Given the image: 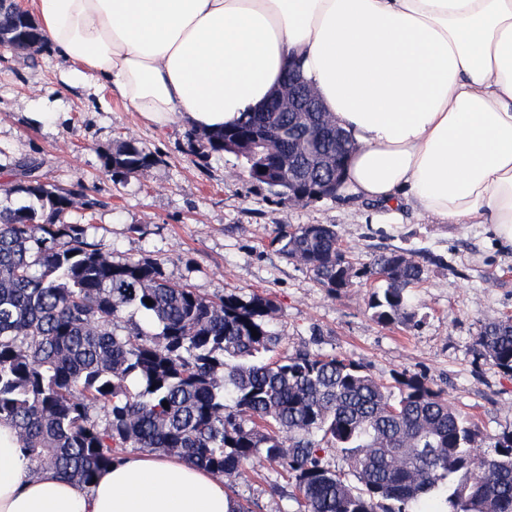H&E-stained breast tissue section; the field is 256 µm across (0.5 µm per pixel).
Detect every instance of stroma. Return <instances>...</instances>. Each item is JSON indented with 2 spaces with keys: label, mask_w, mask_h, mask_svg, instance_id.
I'll use <instances>...</instances> for the list:
<instances>
[{
  "label": "stroma",
  "mask_w": 512,
  "mask_h": 512,
  "mask_svg": "<svg viewBox=\"0 0 512 512\" xmlns=\"http://www.w3.org/2000/svg\"><path fill=\"white\" fill-rule=\"evenodd\" d=\"M64 67L47 46L0 48V202L11 200L15 161L37 160L46 184L73 191L70 222L88 225L108 260L159 264L166 280L208 298L268 297L278 355H342L388 385L416 374L447 390L484 436L512 430V374L475 346L481 326L512 317V243L492 225L439 224L410 203L391 209L343 191L308 206L281 202L234 155L191 152L187 125L154 127L116 96L64 84ZM46 109L63 120H34ZM128 141L154 163L113 175L104 158ZM281 224L335 225L352 287L329 293L303 264L280 258L271 241ZM393 249L418 260L424 276L409 291L414 320L384 325L369 306L381 281L368 265ZM223 483L254 512H296L287 473L265 461L225 473Z\"/></svg>",
  "instance_id": "1"
}]
</instances>
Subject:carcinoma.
Instances as JSON below:
<instances>
[{"mask_svg":"<svg viewBox=\"0 0 512 512\" xmlns=\"http://www.w3.org/2000/svg\"><path fill=\"white\" fill-rule=\"evenodd\" d=\"M41 45L36 22L0 0V47ZM273 124L293 142L289 169L305 182L332 175L327 161L349 145L326 112H251L186 138L198 154L236 155L281 201L311 204L277 173L276 153L251 148ZM153 163L127 142L104 165L130 175ZM16 169L35 176L11 189L27 204H0V426L16 433L34 471L89 488L138 448L176 454L217 479L264 460L294 479L298 512H512V431L483 446L448 392L414 374L391 388L338 355L272 360L273 300L205 298L156 264L107 260L88 226L68 220L72 192L44 183L31 162ZM272 244L328 292L352 286L335 225H282ZM371 266L382 281L374 317L412 321L409 289L423 266L398 250ZM476 346L511 372L512 318L484 325ZM327 448L345 454L356 483L325 462Z\"/></svg>","mask_w":512,"mask_h":512,"instance_id":"cac0c4a2","label":"carcinoma"}]
</instances>
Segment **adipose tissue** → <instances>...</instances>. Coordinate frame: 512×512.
Returning a JSON list of instances; mask_svg holds the SVG:
<instances>
[{
    "mask_svg": "<svg viewBox=\"0 0 512 512\" xmlns=\"http://www.w3.org/2000/svg\"><path fill=\"white\" fill-rule=\"evenodd\" d=\"M68 84L157 128L261 110L290 65L355 148L345 189L512 240V0H33ZM182 458L125 457L91 489L33 473L0 426V512H229Z\"/></svg>",
    "mask_w": 512,
    "mask_h": 512,
    "instance_id": "obj_1",
    "label": "adipose tissue"
}]
</instances>
